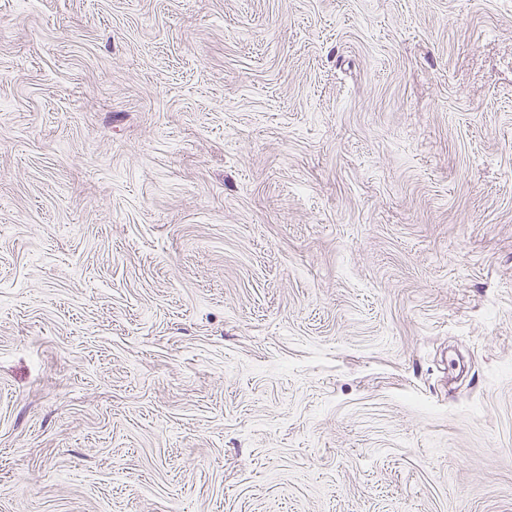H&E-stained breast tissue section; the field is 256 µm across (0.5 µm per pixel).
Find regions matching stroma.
<instances>
[{"label": "stroma", "instance_id": "35a3bbf8", "mask_svg": "<svg viewBox=\"0 0 512 512\" xmlns=\"http://www.w3.org/2000/svg\"><path fill=\"white\" fill-rule=\"evenodd\" d=\"M0 512H512V0H0Z\"/></svg>", "mask_w": 512, "mask_h": 512}]
</instances>
